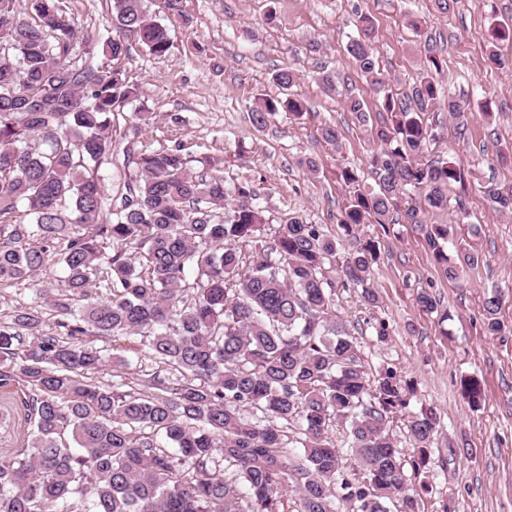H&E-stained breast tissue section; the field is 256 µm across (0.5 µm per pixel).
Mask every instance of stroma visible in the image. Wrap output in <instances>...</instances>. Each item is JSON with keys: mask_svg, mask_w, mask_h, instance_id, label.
Here are the masks:
<instances>
[{"mask_svg": "<svg viewBox=\"0 0 512 512\" xmlns=\"http://www.w3.org/2000/svg\"><path fill=\"white\" fill-rule=\"evenodd\" d=\"M59 6L82 34L99 37L112 29V0H59ZM147 8L168 27L173 46L156 57L129 38L123 65L137 96L125 114L143 107L154 113L141 129L144 146L183 145L196 173L223 176L229 187L252 183L269 234L296 215L338 232L336 217L348 196L342 168L357 170L362 184L375 183L369 129L388 115L347 52L357 14L374 18L375 60L393 92L410 91L425 64V43L436 44L445 61L437 80L465 103L470 119L461 134L447 112L429 115L436 138L424 157L460 164L465 181L452 187L447 209L422 220L451 225L449 256L470 252L479 262L451 280L424 233L404 218L358 225L345 247L378 242L372 281L381 304L366 308L354 289L340 287L336 313L370 373L396 368L414 387L411 410L430 406L441 416L422 512H512V211L493 210L488 196L492 189L512 190V68L488 59L493 48L512 59V39L491 37L495 24H512V0H455L445 13L435 0H147ZM411 16L419 28L408 25ZM287 65L299 73L293 92L308 110L299 118L277 113L266 128L255 129L248 109L280 95L273 76ZM325 69L337 75L335 93L319 80ZM349 95L365 101L366 122L344 109ZM328 124L338 130L337 144L322 138ZM308 158L317 172L306 169ZM423 290L439 299V313L417 305ZM494 294L501 298L503 331L489 336L482 304ZM382 322L388 327L383 338L376 333ZM89 342L131 357L138 381L173 375L150 359L132 358L138 337L93 336ZM465 377L480 381V407L462 398ZM26 431L17 393L0 389V457L22 447Z\"/></svg>", "mask_w": 512, "mask_h": 512, "instance_id": "obj_1", "label": "stroma"}]
</instances>
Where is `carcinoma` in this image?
I'll list each match as a JSON object with an SVG mask.
<instances>
[{
  "label": "carcinoma",
  "mask_w": 512,
  "mask_h": 512,
  "mask_svg": "<svg viewBox=\"0 0 512 512\" xmlns=\"http://www.w3.org/2000/svg\"><path fill=\"white\" fill-rule=\"evenodd\" d=\"M0 0V288L26 281L27 302L0 322V389L16 388L29 425L22 448L0 459V512H421L415 481L431 463L441 416L410 410L411 384L388 367L370 375L357 342L334 313L336 281L380 304L371 283L379 259L369 240L340 255L342 238L291 217L264 237L259 194L248 182L196 174L181 145L150 150L138 127L120 129L135 97L126 70L72 61L76 23L57 0ZM119 35L102 51L129 54L121 35L156 56L172 41L146 0H113ZM348 53L379 95L390 122L370 129L376 188L351 168L340 177L349 199L336 223L343 235L383 224L420 194L405 218L420 225L436 263L457 279L477 257L450 258L446 224L417 216L448 207L464 169L424 163L435 138L427 114L444 107L463 125L464 105L444 96L436 49L403 96L386 87L373 54V19L357 18ZM298 74L274 75L284 90ZM300 116L294 95L250 110L256 129L278 112ZM123 161L137 174L107 192L102 166ZM256 259L244 264L242 248ZM63 277L45 288L49 262ZM500 298L483 304L487 334L502 332ZM63 318L67 337L26 340L41 309ZM85 336H138V353L180 377H154L146 390L101 384L102 350ZM477 406L478 379L461 381ZM404 417L412 448L397 446L391 423ZM344 430L343 447L331 427ZM231 476H224L225 470Z\"/></svg>",
  "instance_id": "1"
}]
</instances>
